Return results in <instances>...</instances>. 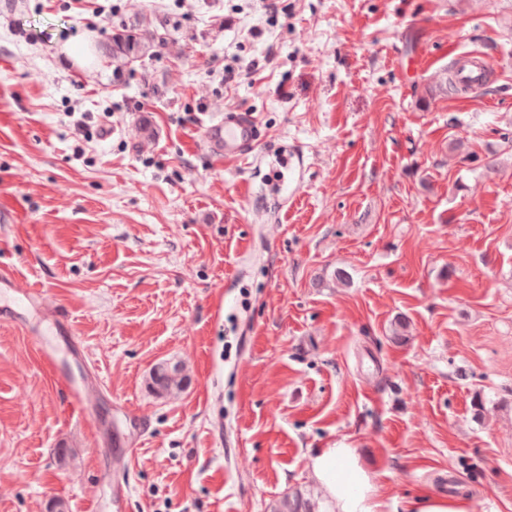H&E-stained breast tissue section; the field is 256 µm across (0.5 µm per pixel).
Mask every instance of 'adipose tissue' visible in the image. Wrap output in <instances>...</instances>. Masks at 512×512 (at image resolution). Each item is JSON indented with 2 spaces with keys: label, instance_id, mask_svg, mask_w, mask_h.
Masks as SVG:
<instances>
[{
  "label": "adipose tissue",
  "instance_id": "obj_1",
  "mask_svg": "<svg viewBox=\"0 0 512 512\" xmlns=\"http://www.w3.org/2000/svg\"><path fill=\"white\" fill-rule=\"evenodd\" d=\"M309 470L333 512H383L379 487L354 449H318L309 457Z\"/></svg>",
  "mask_w": 512,
  "mask_h": 512
}]
</instances>
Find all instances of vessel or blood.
Wrapping results in <instances>:
<instances>
[{
    "instance_id": "vessel-or-blood-1",
    "label": "vessel or blood",
    "mask_w": 512,
    "mask_h": 512,
    "mask_svg": "<svg viewBox=\"0 0 512 512\" xmlns=\"http://www.w3.org/2000/svg\"><path fill=\"white\" fill-rule=\"evenodd\" d=\"M456 59L463 65L462 79L480 85L486 69L484 55L464 51L458 53ZM261 139V129L252 113L228 108L206 127L203 146L214 155L238 160L248 156Z\"/></svg>"
}]
</instances>
